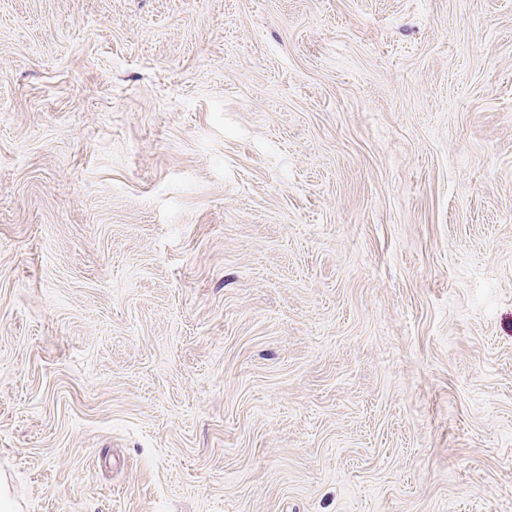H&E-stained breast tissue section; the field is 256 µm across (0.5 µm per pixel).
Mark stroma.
Segmentation results:
<instances>
[{"label": "stroma", "mask_w": 512, "mask_h": 512, "mask_svg": "<svg viewBox=\"0 0 512 512\" xmlns=\"http://www.w3.org/2000/svg\"><path fill=\"white\" fill-rule=\"evenodd\" d=\"M13 512H512V0H0Z\"/></svg>", "instance_id": "stroma-1"}]
</instances>
